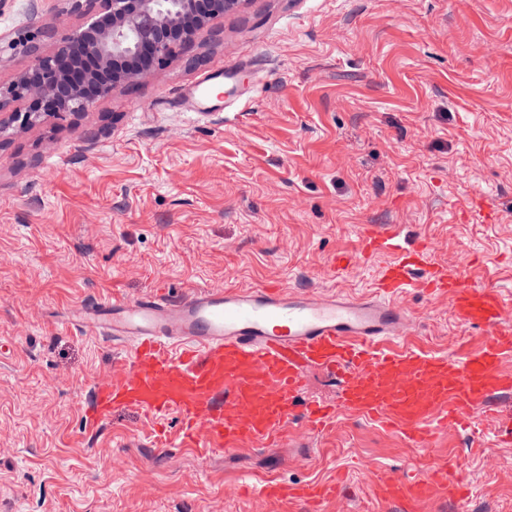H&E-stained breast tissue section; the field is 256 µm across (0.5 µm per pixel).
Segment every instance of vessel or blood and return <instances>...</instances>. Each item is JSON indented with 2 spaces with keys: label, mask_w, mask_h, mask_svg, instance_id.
<instances>
[{
  "label": "vessel or blood",
  "mask_w": 512,
  "mask_h": 512,
  "mask_svg": "<svg viewBox=\"0 0 512 512\" xmlns=\"http://www.w3.org/2000/svg\"><path fill=\"white\" fill-rule=\"evenodd\" d=\"M203 77L183 95L186 112L213 111ZM364 254H394L368 298L333 294L312 298L283 286L203 288L174 302L163 293L113 298L63 314L61 323L124 348L123 373L95 391L85 411L98 428L113 410L134 408L155 419L178 415L181 445L208 454L242 442L273 447L286 426L307 370L343 378L342 404L383 426L398 429L417 448L432 447L448 423L473 427L490 397L512 391V309L493 289L466 284L433 259L431 246L405 248L396 227L365 226ZM420 273L429 295L447 297L462 324L484 329L483 344L460 356L388 349L405 334L408 320L394 296ZM333 406L307 403L308 432L320 431ZM464 499L465 475L450 458L429 473L395 478L379 486L388 500L413 506L431 487ZM269 501L288 497L318 501L334 486L253 484Z\"/></svg>",
  "instance_id": "vessel-or-blood-1"
}]
</instances>
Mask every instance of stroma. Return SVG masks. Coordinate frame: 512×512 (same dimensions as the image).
Masks as SVG:
<instances>
[{
  "mask_svg": "<svg viewBox=\"0 0 512 512\" xmlns=\"http://www.w3.org/2000/svg\"><path fill=\"white\" fill-rule=\"evenodd\" d=\"M84 21L64 0H0V85L30 62L10 40ZM218 73L223 110L179 111ZM367 224L398 226L512 303V0H238L80 116L0 131V512H309L232 492L265 479L344 481L319 512H401L377 482L446 457L463 462L467 498L435 492L413 512H512L497 412L416 448L342 408V379L317 368L271 448L161 447L134 409L87 430L124 353L61 326L67 308L267 282L369 296L391 256L362 255ZM338 254L354 258L341 273ZM395 302L411 346L461 355L484 339L447 299L411 288ZM310 400L337 408L316 435Z\"/></svg>",
  "mask_w": 512,
  "mask_h": 512,
  "instance_id": "1",
  "label": "stroma"
}]
</instances>
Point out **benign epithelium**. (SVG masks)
Here are the masks:
<instances>
[{
	"label": "benign epithelium",
	"mask_w": 512,
	"mask_h": 512,
	"mask_svg": "<svg viewBox=\"0 0 512 512\" xmlns=\"http://www.w3.org/2000/svg\"><path fill=\"white\" fill-rule=\"evenodd\" d=\"M86 22L75 32L44 28L12 43L32 56L6 88L0 87V127L33 126L83 113L137 80L162 69L238 0H67ZM55 43L47 54L41 39ZM22 111L4 116L12 102Z\"/></svg>",
	"instance_id": "7a95c632"
}]
</instances>
